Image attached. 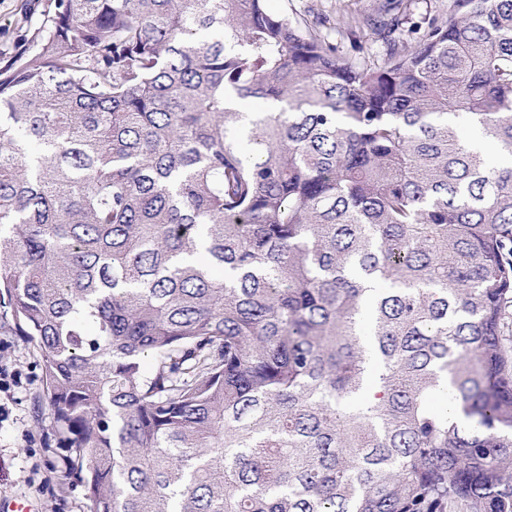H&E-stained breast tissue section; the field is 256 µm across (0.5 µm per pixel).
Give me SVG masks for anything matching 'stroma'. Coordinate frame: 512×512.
Returning <instances> with one entry per match:
<instances>
[{
    "instance_id": "stroma-1",
    "label": "stroma",
    "mask_w": 512,
    "mask_h": 512,
    "mask_svg": "<svg viewBox=\"0 0 512 512\" xmlns=\"http://www.w3.org/2000/svg\"><path fill=\"white\" fill-rule=\"evenodd\" d=\"M383 0H265L274 14L323 19L322 32L338 49L353 54L355 44L365 52L379 51L371 38L354 40L345 22L372 14ZM54 13V0H0V59L15 55ZM11 319L0 321V371L17 386L0 392L9 416L0 422V512L6 502L26 496L35 512H89L82 488L68 486L63 472L64 449L57 442L47 398L45 362L36 342L15 335Z\"/></svg>"
}]
</instances>
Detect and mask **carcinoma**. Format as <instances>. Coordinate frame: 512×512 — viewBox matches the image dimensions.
<instances>
[{
    "instance_id": "cac0c4a2",
    "label": "carcinoma",
    "mask_w": 512,
    "mask_h": 512,
    "mask_svg": "<svg viewBox=\"0 0 512 512\" xmlns=\"http://www.w3.org/2000/svg\"><path fill=\"white\" fill-rule=\"evenodd\" d=\"M352 60L264 0H55L0 66V302L90 512H512V0Z\"/></svg>"
}]
</instances>
